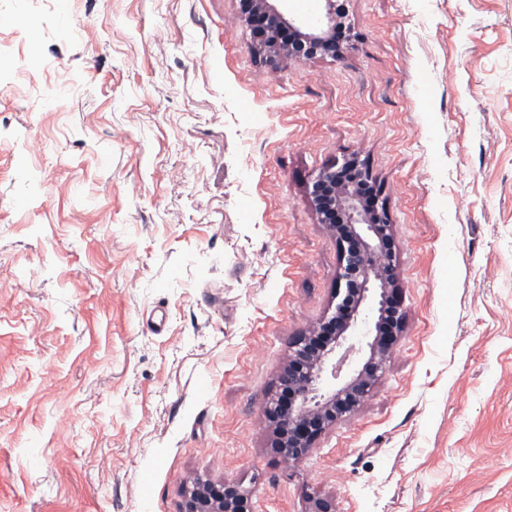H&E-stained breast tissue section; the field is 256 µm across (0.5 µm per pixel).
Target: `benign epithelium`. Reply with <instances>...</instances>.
I'll return each mask as SVG.
<instances>
[{
	"instance_id": "benign-epithelium-1",
	"label": "benign epithelium",
	"mask_w": 512,
	"mask_h": 512,
	"mask_svg": "<svg viewBox=\"0 0 512 512\" xmlns=\"http://www.w3.org/2000/svg\"><path fill=\"white\" fill-rule=\"evenodd\" d=\"M241 17L251 27L256 54L285 62H304L318 55L337 56L347 46L327 43L336 30V2L327 3L326 20L316 29L299 33L301 26L286 17L272 0H242ZM309 195L322 223L329 225L340 249L334 311L296 342L293 358L279 377L288 394L285 406L265 405L275 424L281 457L297 460L327 428L349 416L368 396L383 372L404 327L405 314L397 298L395 245L385 206L366 167L355 160L331 164L314 177ZM376 305L367 343L369 354L354 374L339 386L325 383L338 378L346 357L333 361L362 314L363 304ZM248 494L237 485L199 481L187 493L181 512H245Z\"/></svg>"
}]
</instances>
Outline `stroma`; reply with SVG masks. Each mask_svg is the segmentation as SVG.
I'll use <instances>...</instances> for the list:
<instances>
[{"label": "stroma", "instance_id": "stroma-1", "mask_svg": "<svg viewBox=\"0 0 512 512\" xmlns=\"http://www.w3.org/2000/svg\"><path fill=\"white\" fill-rule=\"evenodd\" d=\"M342 8V56L282 63L239 0H0V512H512V0ZM342 156L405 327L289 465L265 404L336 305ZM248 494L237 485L199 481L187 493L181 512H245Z\"/></svg>", "mask_w": 512, "mask_h": 512}]
</instances>
